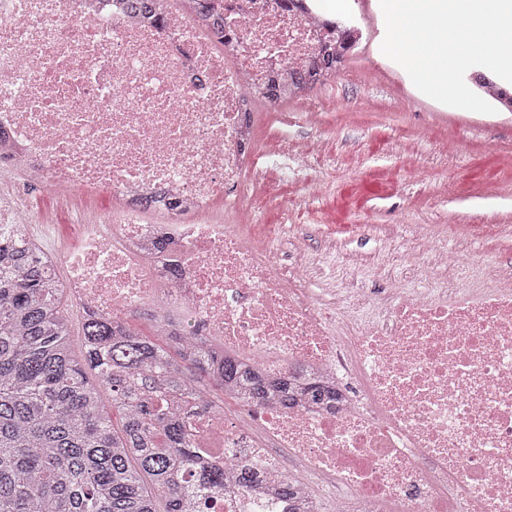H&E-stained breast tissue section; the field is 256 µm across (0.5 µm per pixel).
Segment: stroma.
Wrapping results in <instances>:
<instances>
[{
    "instance_id": "obj_1",
    "label": "stroma",
    "mask_w": 512,
    "mask_h": 512,
    "mask_svg": "<svg viewBox=\"0 0 512 512\" xmlns=\"http://www.w3.org/2000/svg\"><path fill=\"white\" fill-rule=\"evenodd\" d=\"M362 39L345 69L307 101L255 106L258 175L266 193L262 224L301 236L311 284L381 293L390 282L426 288L408 264L405 224L429 225L448 248L477 256L488 277H512V112L486 114L419 95L396 62L377 54L386 33L379 0H350ZM315 106L307 113L305 104ZM314 141L315 152L282 162L277 150ZM0 190L53 224L61 243L77 242L69 210L48 188L16 174ZM482 238H471L475 228Z\"/></svg>"
}]
</instances>
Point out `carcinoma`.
<instances>
[{"mask_svg": "<svg viewBox=\"0 0 512 512\" xmlns=\"http://www.w3.org/2000/svg\"><path fill=\"white\" fill-rule=\"evenodd\" d=\"M67 303L36 244L0 238V512H208L224 468L198 446L191 420L215 394L232 387L252 406L283 409L331 397L318 382L267 383L192 324L146 336L86 314L80 362ZM281 492L288 512H317L293 484Z\"/></svg>", "mask_w": 512, "mask_h": 512, "instance_id": "obj_1", "label": "carcinoma"}]
</instances>
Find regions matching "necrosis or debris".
Wrapping results in <instances>:
<instances>
[{
    "mask_svg": "<svg viewBox=\"0 0 512 512\" xmlns=\"http://www.w3.org/2000/svg\"><path fill=\"white\" fill-rule=\"evenodd\" d=\"M209 3L201 19L193 0H0V165L62 201L119 202L79 249L44 250L71 303L167 336L189 317L268 380L335 389L288 410L228 392L194 419L226 474L258 464L213 512H288L289 481L311 502L345 490L353 512H512V279L414 224L427 291L354 288L328 311L300 244L249 234L258 204L239 188L257 166L251 95L291 87L342 32L295 0ZM219 201L238 223L204 221Z\"/></svg>",
    "mask_w": 512,
    "mask_h": 512,
    "instance_id": "obj_1",
    "label": "necrosis or debris"
}]
</instances>
